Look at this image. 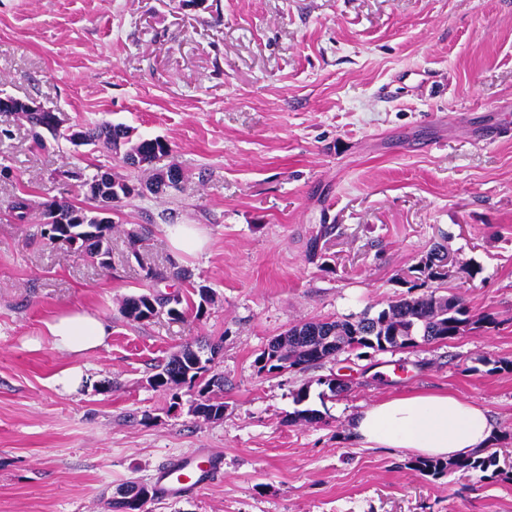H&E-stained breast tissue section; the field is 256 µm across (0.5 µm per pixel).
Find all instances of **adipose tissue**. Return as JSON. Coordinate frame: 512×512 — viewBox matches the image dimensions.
Instances as JSON below:
<instances>
[{
    "mask_svg": "<svg viewBox=\"0 0 512 512\" xmlns=\"http://www.w3.org/2000/svg\"><path fill=\"white\" fill-rule=\"evenodd\" d=\"M45 336L59 351L84 355L112 333L98 315L74 309L45 321ZM354 439L366 448H408L426 457L457 459L489 446L493 428L486 410L449 393L391 397L361 410Z\"/></svg>",
    "mask_w": 512,
    "mask_h": 512,
    "instance_id": "adipose-tissue-1",
    "label": "adipose tissue"
}]
</instances>
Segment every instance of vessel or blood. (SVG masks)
Masks as SVG:
<instances>
[{"mask_svg":"<svg viewBox=\"0 0 512 512\" xmlns=\"http://www.w3.org/2000/svg\"><path fill=\"white\" fill-rule=\"evenodd\" d=\"M224 469L222 456L207 448L175 456L159 471L157 487L162 496L175 497L196 491L209 480L218 478Z\"/></svg>","mask_w":512,"mask_h":512,"instance_id":"vessel-or-blood-1","label":"vessel or blood"}]
</instances>
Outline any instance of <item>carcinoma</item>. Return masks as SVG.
Listing matches in <instances>:
<instances>
[{
  "label": "carcinoma",
  "instance_id": "obj_1",
  "mask_svg": "<svg viewBox=\"0 0 512 512\" xmlns=\"http://www.w3.org/2000/svg\"><path fill=\"white\" fill-rule=\"evenodd\" d=\"M84 136L87 145L95 148L103 146L121 155L124 162L136 157L151 165L170 151L167 141L159 137L135 138L130 128L121 124L103 123L84 131ZM90 167L94 169L91 174L85 167H75L67 171V174L83 188L102 173V165L92 163ZM152 178L160 188L161 195L165 196L170 190L179 189L183 174L178 167L171 165L156 170ZM133 191L129 181L114 176L99 188L100 194L110 193L119 196L121 200ZM35 208L41 214L39 225L42 238L52 242L57 237L75 236L85 258L95 260L102 266L108 265L115 224L98 222L94 198L87 195L80 203L51 199L34 205L23 194L5 204V212L21 224L28 223L29 215ZM69 211L78 214L79 222L58 223V218ZM446 275V264L442 263V256L432 250L409 270L408 277L414 289L424 287L429 281H441ZM147 278L153 282L171 279L190 284L193 273L185 266L172 264L164 270L147 268ZM181 304L182 299L177 294L163 296L144 293L125 299L121 313L131 321L141 322L151 318L155 306L167 305L170 315L179 319L185 314V310L180 308ZM474 324L476 321L461 298L454 294L440 295L430 291L418 297L391 302L374 315L366 311L354 321L317 320L299 323L284 335L271 340L256 358L255 366L260 374L281 368L306 370L340 352L361 348L403 350L453 339ZM219 349L217 344L197 347L187 345L165 364L156 366L157 372L149 377V384L162 391L176 387L197 390V398L194 399L197 414L209 420H220L224 417V378L208 377ZM407 468L425 477H439L447 474L450 469L470 473L481 480L503 474L497 453L487 448L452 462L414 459L407 462Z\"/></svg>",
  "mask_w": 512,
  "mask_h": 512
}]
</instances>
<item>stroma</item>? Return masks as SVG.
I'll use <instances>...</instances> for the list:
<instances>
[{
    "instance_id": "stroma-1",
    "label": "stroma",
    "mask_w": 512,
    "mask_h": 512,
    "mask_svg": "<svg viewBox=\"0 0 512 512\" xmlns=\"http://www.w3.org/2000/svg\"><path fill=\"white\" fill-rule=\"evenodd\" d=\"M109 122L171 146L184 175L159 199L113 204L109 267L80 260L0 211V512H111L116 489L152 485L172 457L210 448L224 476L145 512H512V473L439 479L407 448H364L351 422L385 398L448 391L485 407L492 448L512 466V0H0V95ZM500 126L501 138L487 129ZM0 202L84 199L76 164L146 180L110 152L45 136L0 112ZM205 244L179 250L172 228ZM435 245L439 289L476 326L413 349L341 352L304 370L257 374L291 325L355 319L406 297L409 268ZM177 263L192 285L148 284L143 264ZM213 296L196 314V286ZM154 289L192 303L124 318ZM85 309L112 334L70 359L45 338ZM220 344L224 416L208 420L148 378L185 345ZM88 376L61 391L54 374ZM340 379L342 392L329 380ZM305 401H298L299 390ZM320 420H299L301 409Z\"/></svg>"
}]
</instances>
